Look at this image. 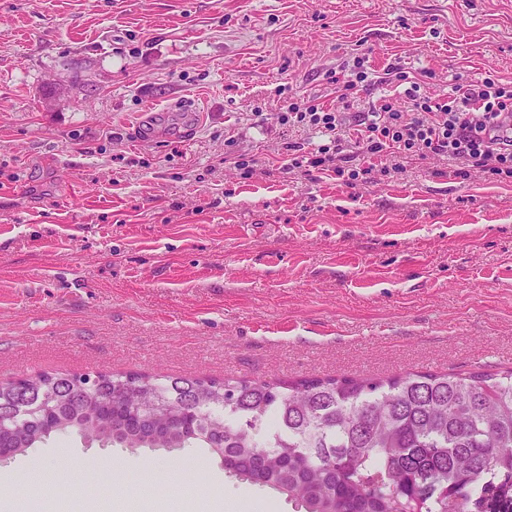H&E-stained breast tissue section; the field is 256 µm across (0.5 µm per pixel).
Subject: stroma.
Returning a JSON list of instances; mask_svg holds the SVG:
<instances>
[{"instance_id": "1", "label": "stroma", "mask_w": 512, "mask_h": 512, "mask_svg": "<svg viewBox=\"0 0 512 512\" xmlns=\"http://www.w3.org/2000/svg\"><path fill=\"white\" fill-rule=\"evenodd\" d=\"M359 57L362 112L404 105L392 68L434 97L512 82V0H0V380L512 369V183L288 167L320 138L281 112L336 108ZM1 473L11 512H292L199 448L67 436Z\"/></svg>"}]
</instances>
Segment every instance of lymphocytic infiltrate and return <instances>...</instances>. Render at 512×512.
Listing matches in <instances>:
<instances>
[{"label": "lymphocytic infiltrate", "instance_id": "1", "mask_svg": "<svg viewBox=\"0 0 512 512\" xmlns=\"http://www.w3.org/2000/svg\"><path fill=\"white\" fill-rule=\"evenodd\" d=\"M367 79L362 69L337 77L342 108L336 112L309 101L289 104L281 115L283 125L326 138L313 152L300 143H285L290 168L304 173L332 169L346 175L347 186L354 188L372 183L378 161L443 157L462 162L468 170L512 181V139L499 135L501 127L512 121V82L487 78L435 98L396 70L393 81L407 85L406 107H397L391 96H381L352 137H345V112L353 105L359 84Z\"/></svg>", "mask_w": 512, "mask_h": 512}]
</instances>
